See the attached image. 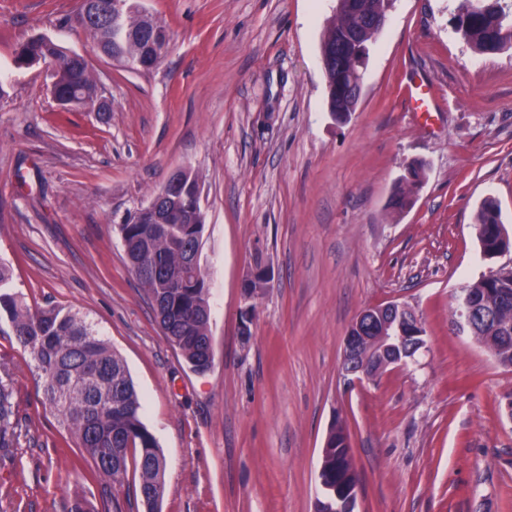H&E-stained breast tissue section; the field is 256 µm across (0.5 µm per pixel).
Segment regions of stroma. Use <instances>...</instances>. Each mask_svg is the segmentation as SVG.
Instances as JSON below:
<instances>
[{
    "instance_id": "35a3bbf8",
    "label": "stroma",
    "mask_w": 512,
    "mask_h": 512,
    "mask_svg": "<svg viewBox=\"0 0 512 512\" xmlns=\"http://www.w3.org/2000/svg\"><path fill=\"white\" fill-rule=\"evenodd\" d=\"M79 4L0 0V261L13 293L85 317L124 360L166 461L160 512H315L338 419L355 512H512V367L452 326L460 288L493 265L475 226L485 198L512 234V49L482 54L459 37L464 0H391L357 109L339 122L320 54L336 0H142L171 35L148 73L101 54ZM38 35L86 58L107 118L64 110L44 64H16ZM418 76L433 90L428 122L405 106ZM411 160L425 177L396 211ZM179 168L205 214L203 374L162 334L118 231ZM260 267L272 279L245 340L241 288ZM391 299L419 314L423 347L348 384L349 325ZM1 363L19 407L0 512H63L75 491L146 512L133 476L78 464L5 319Z\"/></svg>"
}]
</instances>
